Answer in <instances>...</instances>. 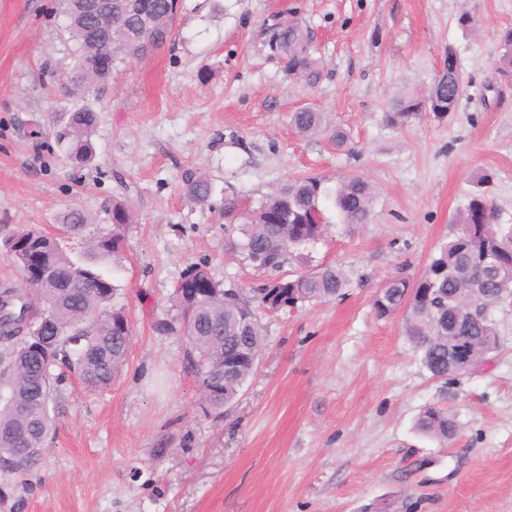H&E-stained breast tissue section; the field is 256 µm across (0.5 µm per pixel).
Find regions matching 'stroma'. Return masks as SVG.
I'll return each instance as SVG.
<instances>
[{"instance_id": "stroma-1", "label": "stroma", "mask_w": 512, "mask_h": 512, "mask_svg": "<svg viewBox=\"0 0 512 512\" xmlns=\"http://www.w3.org/2000/svg\"><path fill=\"white\" fill-rule=\"evenodd\" d=\"M65 22L61 0H0V237L20 225L57 233L70 209L91 217L88 234L106 233L109 201L127 199V247L98 265L132 338L106 389L56 368V433L32 470L0 467V512H366L382 501L512 512V299L494 312L500 348L448 383L431 378L400 317L372 308L389 277L423 273L480 173L493 176L498 230L512 232V80L497 71L512 0H182L167 44L87 97L58 88ZM276 22L308 33L316 86L271 51ZM450 47L464 83L455 112L385 126L402 85L429 78ZM84 103L100 115L97 156L76 169L53 132ZM305 107L349 145L296 133L289 115ZM189 172L210 180L206 203L186 199ZM350 174L376 187L371 224H331L290 267L336 265L368 284L261 313L258 370L228 414L203 415L180 339L155 330L182 270L204 261L216 279L256 287L264 273L233 246L245 206L291 178ZM428 407L454 414V440L417 430Z\"/></svg>"}]
</instances>
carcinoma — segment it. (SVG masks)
<instances>
[{
    "label": "carcinoma",
    "mask_w": 512,
    "mask_h": 512,
    "mask_svg": "<svg viewBox=\"0 0 512 512\" xmlns=\"http://www.w3.org/2000/svg\"><path fill=\"white\" fill-rule=\"evenodd\" d=\"M112 2V15L102 13L83 23L67 22L72 42V87L94 93L104 82L88 65L96 52L112 58V65L142 58L158 44L155 34L172 35L179 0H102ZM112 25L119 39L102 45L95 31ZM271 46L286 59L288 71L304 83H316L322 68L310 51L308 36L295 25L277 24ZM498 70L512 77V30L501 35ZM448 95L443 78L433 75L423 88H408L391 101L383 114L385 125L400 130L423 118L425 109L437 119L433 101ZM98 111L80 107L68 114L54 139L76 168L93 163L92 136ZM302 135L322 134L338 147L346 133L322 112L301 109L290 116ZM186 197L203 203L212 194L205 177L185 183ZM376 191L357 175L341 179L333 188L317 177L280 184L257 207L241 214L237 243L244 258L258 270L273 273L255 288L244 290L216 280L207 264H188L174 288L171 303L176 316L156 325L162 335H175L183 344V368L201 391L204 414L233 405L253 375L252 362L264 346V327L256 308L288 311L345 296L352 284L343 268L324 266L304 272H282L295 252L321 240L328 218L324 204L336 210L341 223L355 230L370 223ZM112 232L86 240L89 252L107 258L123 250V226L132 223L127 203L114 199ZM456 232L430 257L423 275L387 279L375 292L373 309L380 319L402 316L403 333L421 354L432 377L448 380L459 373L448 367V336H465L475 364L500 346L494 312L469 318L465 311L498 305L512 298V240L496 229V209L482 191L473 193L453 219ZM86 216L70 210L62 216L61 234L48 235L36 227L21 226L0 240L14 259L21 283L0 288V465L28 470L39 460L56 422L50 415L54 381L52 370L62 364L77 373L86 388L103 389L119 377L126 363L131 325L123 307L113 303L117 286L95 266L71 257L65 238H82ZM422 433L451 440L457 424L447 410L426 408L417 420Z\"/></svg>",
    "instance_id": "cac0c4a2"
}]
</instances>
